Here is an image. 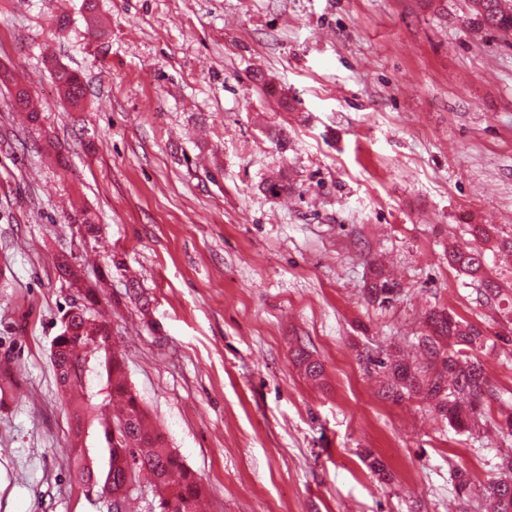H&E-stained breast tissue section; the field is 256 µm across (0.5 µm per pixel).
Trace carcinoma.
<instances>
[{"label": "carcinoma", "instance_id": "1", "mask_svg": "<svg viewBox=\"0 0 512 512\" xmlns=\"http://www.w3.org/2000/svg\"><path fill=\"white\" fill-rule=\"evenodd\" d=\"M477 15L487 27L512 31V5L508 0H475ZM59 95L77 107L85 97V88L79 75L62 66L54 77ZM468 232L473 245L464 249L448 247V263L480 282V294L486 302L503 297V285L486 271L485 251L481 244L495 241V246L512 253V233L502 234L488 224H471ZM59 277L78 288L81 304L68 307L63 317L68 325L57 336L52 365L56 383L63 392L77 420L88 411L84 396L72 393L83 385L82 378L70 371V364L84 361L91 368L106 375L107 399L124 398L117 412L99 421L101 443L109 457L116 462L119 451L136 457L140 469L154 479L159 495L174 501L171 512H196V503L202 494L198 477L185 466L179 455L165 446L162 435L149 427L147 411L131 392L125 379V361L121 354L107 345L111 335L108 320L100 314L97 285L81 287L80 270L72 263H57ZM399 294L398 284L377 274L368 288L367 301L380 307L393 303ZM427 333L417 337V345L424 351L425 360L409 365L396 356L387 355L377 365L387 373V393L399 401L416 398L428 405L429 411L445 418L452 425L473 431L485 420L493 404H499L503 423L500 429L512 436V407L501 404L496 390L489 383L476 350L483 347V332L476 326L458 320L448 310L433 309L426 319ZM298 364L305 365L307 377L317 380L323 374L322 365L305 362V352L295 354ZM80 474V484L89 494L104 495L105 489L97 485L98 471L90 467L80 454L70 453ZM477 498L485 512H512V478L489 480L478 486Z\"/></svg>", "mask_w": 512, "mask_h": 512}]
</instances>
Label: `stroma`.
<instances>
[{"label":"stroma","mask_w":512,"mask_h":512,"mask_svg":"<svg viewBox=\"0 0 512 512\" xmlns=\"http://www.w3.org/2000/svg\"><path fill=\"white\" fill-rule=\"evenodd\" d=\"M95 15L0 0V72L41 113L32 130L0 81V512H106L67 461L108 455L97 426L73 437L55 382L76 295L63 256L105 280L128 385L205 485L199 512H473L454 472L499 477L498 411L455 428L385 396L376 361L420 360L425 314L445 307L481 327L512 404L511 325L448 263L469 225L512 233V34L472 0H96ZM49 54L82 78L81 107ZM377 266L400 285L387 307L366 300Z\"/></svg>","instance_id":"stroma-1"}]
</instances>
